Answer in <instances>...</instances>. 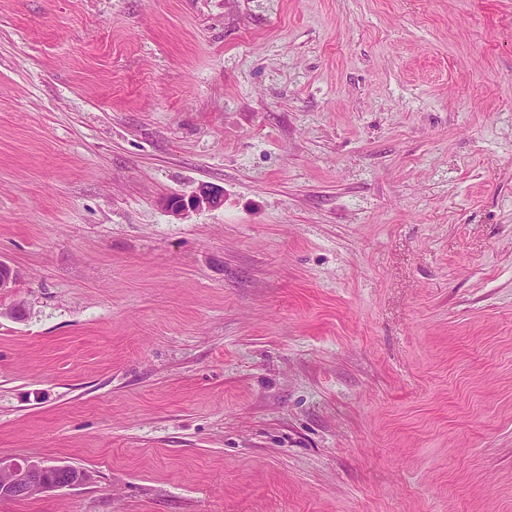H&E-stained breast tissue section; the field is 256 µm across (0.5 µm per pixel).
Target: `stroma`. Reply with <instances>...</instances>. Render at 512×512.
Segmentation results:
<instances>
[{"instance_id":"stroma-1","label":"stroma","mask_w":512,"mask_h":512,"mask_svg":"<svg viewBox=\"0 0 512 512\" xmlns=\"http://www.w3.org/2000/svg\"><path fill=\"white\" fill-rule=\"evenodd\" d=\"M0 261V512H512V0H0ZM174 197L168 199L166 208L173 214H179L184 208L190 204L196 208H212L218 206L222 202V195L213 189L201 187L198 191L189 196L186 202L185 197ZM73 466L48 465L38 460L11 461L8 463L0 460V498H26L36 493L40 494L65 486L73 479L69 472L57 473L61 470H68ZM51 473L55 475V481H49L46 476Z\"/></svg>"}]
</instances>
